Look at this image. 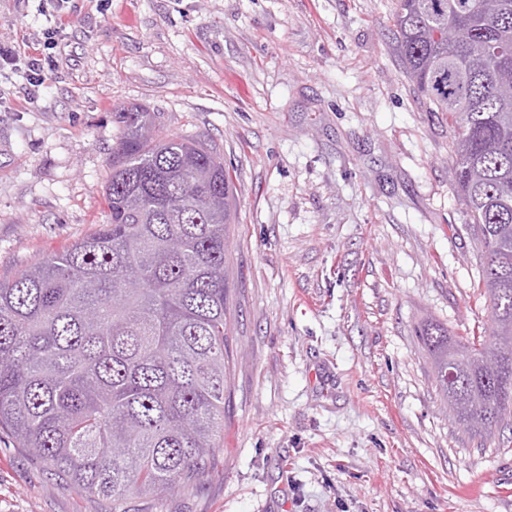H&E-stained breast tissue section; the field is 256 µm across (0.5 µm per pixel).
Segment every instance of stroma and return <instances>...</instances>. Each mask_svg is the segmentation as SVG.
<instances>
[{"label": "stroma", "instance_id": "stroma-1", "mask_svg": "<svg viewBox=\"0 0 512 512\" xmlns=\"http://www.w3.org/2000/svg\"><path fill=\"white\" fill-rule=\"evenodd\" d=\"M397 0H75L52 81L0 72V279L95 232L121 109L232 174L231 384L204 479L126 512H512V426L453 418L417 337L490 326L453 131L394 51ZM42 0H0L25 48ZM0 430V512H100Z\"/></svg>", "mask_w": 512, "mask_h": 512}]
</instances>
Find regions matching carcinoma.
<instances>
[{"label":"carcinoma","instance_id":"obj_1","mask_svg":"<svg viewBox=\"0 0 512 512\" xmlns=\"http://www.w3.org/2000/svg\"><path fill=\"white\" fill-rule=\"evenodd\" d=\"M395 48L454 122L451 187L482 247L491 330L419 327L438 393L482 435L512 420V0H397ZM467 30L448 42V29ZM107 223L0 279V429L125 512L199 481L224 428L227 225L235 187L206 144L122 113Z\"/></svg>","mask_w":512,"mask_h":512}]
</instances>
